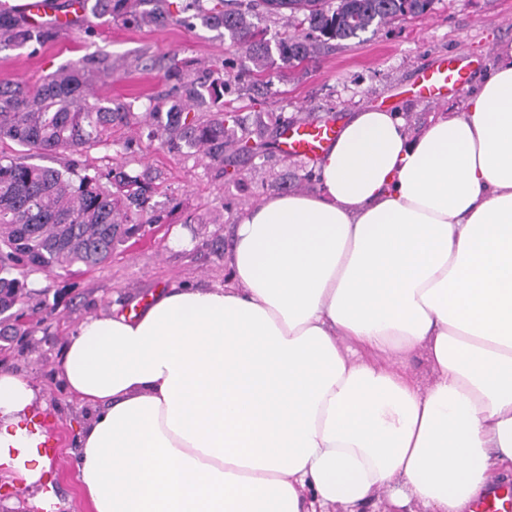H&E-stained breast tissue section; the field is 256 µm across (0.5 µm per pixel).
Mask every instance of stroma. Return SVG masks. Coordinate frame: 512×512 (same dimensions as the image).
Instances as JSON below:
<instances>
[{
    "label": "stroma",
    "mask_w": 512,
    "mask_h": 512,
    "mask_svg": "<svg viewBox=\"0 0 512 512\" xmlns=\"http://www.w3.org/2000/svg\"><path fill=\"white\" fill-rule=\"evenodd\" d=\"M87 39L79 25L42 46L0 49V79L32 83L46 78L83 56ZM91 39L115 66L111 78L97 82L94 90L122 101L144 99L164 88L159 72L137 68L139 54L163 59L176 50L207 65L238 52L218 31L202 26L139 28L111 22L98 27ZM511 41L512 0H434L426 15L394 20L323 50L299 79L270 68L264 96L255 101L236 97L232 104L240 112H282L305 119L330 115L340 123L354 111L380 108L401 114L410 131L418 133L432 120L464 112L469 88L488 73L500 45ZM450 55L474 62L467 90L440 102L417 95L413 84L419 72ZM139 158L142 166L161 172L156 199L171 203V212L162 223L117 246L109 264L50 275L48 290L32 291L24 305L44 302L51 315L32 335L10 343L6 366L39 388L45 404L38 412L41 424L58 439L50 475L59 512H90L73 454L87 411L56 372L72 326L87 315L110 313L117 303L131 307L160 287L224 284V262L208 246L213 232L237 223L245 208L280 194L284 171L300 175L312 166L308 159H273L239 181L216 177L205 160L172 156L156 143L143 145Z\"/></svg>",
    "instance_id": "obj_1"
}]
</instances>
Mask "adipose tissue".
I'll use <instances>...</instances> for the list:
<instances>
[{
	"label": "adipose tissue",
	"instance_id": "ef3b65f1",
	"mask_svg": "<svg viewBox=\"0 0 512 512\" xmlns=\"http://www.w3.org/2000/svg\"><path fill=\"white\" fill-rule=\"evenodd\" d=\"M316 168L239 217L224 285L73 327L92 512H466L512 470V43L465 112L357 111ZM38 399L0 371V472L57 512Z\"/></svg>",
	"mask_w": 512,
	"mask_h": 512
}]
</instances>
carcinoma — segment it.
Instances as JSON below:
<instances>
[{
    "instance_id": "carcinoma-1",
    "label": "carcinoma",
    "mask_w": 512,
    "mask_h": 512,
    "mask_svg": "<svg viewBox=\"0 0 512 512\" xmlns=\"http://www.w3.org/2000/svg\"><path fill=\"white\" fill-rule=\"evenodd\" d=\"M86 10L85 33L93 20H121L128 26L224 30L240 52L201 66L174 52L166 62L145 66L163 71L167 90L148 99L145 112L134 102L98 97L92 84L112 75V62L95 51L35 83L0 80V141L10 140L25 154L83 155L112 143V130L145 127L179 157L205 156L224 176L226 167H244L272 156L273 138L288 121L274 113L253 120L227 110L224 95L265 94L264 72L271 66L294 77L332 41L357 39L404 15L421 16L434 0H65ZM288 11L294 32L266 37L252 16ZM50 22L28 23L0 10V48L43 45L55 39ZM159 175L125 167L101 171L89 163L61 168L0 156V339L31 334V324L15 310L30 271L92 270L112 260L118 245L158 224L164 207L153 201Z\"/></svg>"
}]
</instances>
